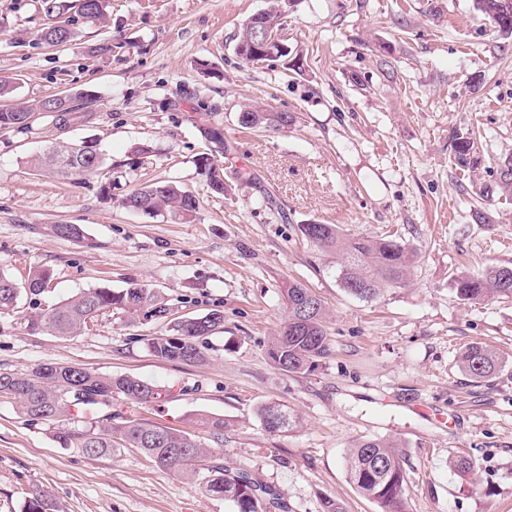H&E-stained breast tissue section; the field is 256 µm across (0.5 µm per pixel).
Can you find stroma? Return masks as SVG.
Wrapping results in <instances>:
<instances>
[{"label": "stroma", "instance_id": "obj_1", "mask_svg": "<svg viewBox=\"0 0 512 512\" xmlns=\"http://www.w3.org/2000/svg\"><path fill=\"white\" fill-rule=\"evenodd\" d=\"M268 0H110L101 24L74 26L63 48L34 43L41 0H0L1 107H31L27 128L0 129V267L17 282L51 270L47 291L22 295L0 318V372L43 363L132 375L160 401L118 399L113 413L204 436L198 414L223 416L214 449L232 469L277 488L288 512H380L350 483L345 457L368 438L393 441L403 462L405 512H512V299L459 301L454 275L512 265V201L498 163L512 155V36L474 0H294L288 43L300 71L248 63L241 24ZM111 51H103V44ZM94 91L91 115L60 124L36 104ZM224 129L227 194L205 186L197 103ZM285 112V128L245 130L248 104ZM474 130L480 163L455 162L450 136ZM93 139L103 169L63 179L34 170L48 145ZM148 155H140V147ZM252 175L242 181V172ZM172 181L195 194L194 221L122 207L133 190ZM481 208L486 222L472 217ZM401 238L414 257L404 286L373 300L338 281L340 259L299 225ZM76 224L79 239L56 234ZM136 282L163 295L164 317L126 322L110 312L77 336L27 327V315L90 288ZM297 282L327 310L331 352L287 374L267 355L287 321L282 289ZM224 324L201 340L200 363L170 362L150 338L210 310ZM481 342L505 369L476 383L457 363ZM299 419L267 431L260 405ZM467 455L474 471L454 470ZM60 512H232L224 498L128 448L90 458L62 447L53 427L0 399V512H21L34 490Z\"/></svg>", "mask_w": 512, "mask_h": 512}]
</instances>
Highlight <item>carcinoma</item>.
Wrapping results in <instances>:
<instances>
[{
  "label": "carcinoma",
  "instance_id": "carcinoma-1",
  "mask_svg": "<svg viewBox=\"0 0 512 512\" xmlns=\"http://www.w3.org/2000/svg\"><path fill=\"white\" fill-rule=\"evenodd\" d=\"M291 2L269 0L260 16L276 27L284 26ZM108 7L109 0H43L47 22L37 33L36 45L66 46L74 38V17L84 13L87 20L97 21L106 15ZM475 7L497 32L512 36V0H475ZM70 99L69 94L47 97L39 103L38 111L65 122L76 111L68 105ZM242 114L244 119L239 125L245 129L286 128L294 122V117L286 112H266L252 106L245 107ZM32 116L27 108H1L0 128L24 129ZM199 131L210 151L199 157L198 166L207 176L209 190L222 195L224 169L216 154L224 152L223 129L210 123L204 113ZM450 147L460 166L465 168L474 162L477 146L472 132H454ZM103 164V153L92 140L49 146L35 159V168L48 165L61 177L93 173ZM499 183L502 192L512 197V156L499 163ZM121 205L149 215L167 212L190 221L196 217L198 198L171 181H157L133 191ZM299 230L314 245L343 255L345 264L340 280L352 295L372 299L407 279L412 251L399 238L348 237L335 224L312 222L300 225ZM49 282V272L35 267L21 288L0 268V316L11 315L18 309L21 293L37 296L45 292ZM452 290L465 303L494 296L512 298V266L492 265L477 273L458 274L452 280ZM283 296L288 322L270 342L268 356L279 370L288 374L311 372L329 353L324 305L310 289L296 282L286 285ZM107 311L135 321L162 316L166 308L155 291L140 283L120 291L94 288L33 313L28 326L32 330L73 336L90 330V324ZM222 324L224 313L214 309L175 324L170 334L151 338L148 346L156 357L166 361L201 362L204 354L198 341L215 333ZM459 363L476 383L489 380L502 368L498 352L477 342L460 352ZM161 395L158 385L141 378L105 375L72 365L49 363L39 364L26 373L0 372V397L15 402L28 421L56 426L54 437L65 448H75L92 458L121 448H135L162 469L181 476L192 475L206 492L230 502L233 512H272L284 508L276 489L248 471L230 470L222 458L195 436L135 419L113 422L112 400L147 402ZM258 415L270 432H286L296 424L279 403L262 405ZM200 421L211 441L220 442L224 417L203 414ZM346 468L352 484L376 502L381 512H402L405 471L394 444L381 438L361 440L348 454ZM22 512L59 509L47 494L36 491L25 498Z\"/></svg>",
  "mask_w": 512,
  "mask_h": 512
}]
</instances>
